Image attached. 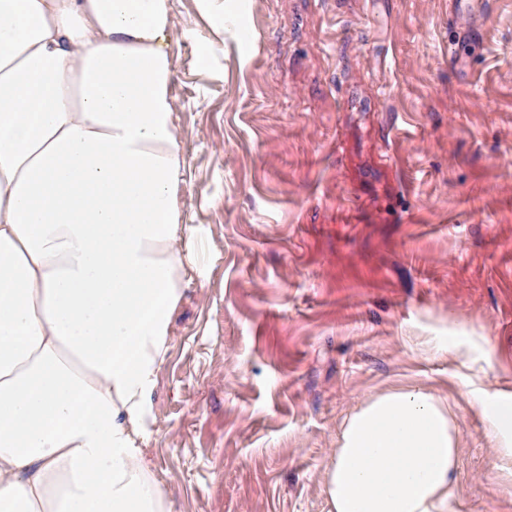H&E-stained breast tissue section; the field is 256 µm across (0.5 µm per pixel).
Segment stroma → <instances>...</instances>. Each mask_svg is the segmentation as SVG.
Wrapping results in <instances>:
<instances>
[{
	"label": "stroma",
	"instance_id": "35a3bbf8",
	"mask_svg": "<svg viewBox=\"0 0 512 512\" xmlns=\"http://www.w3.org/2000/svg\"><path fill=\"white\" fill-rule=\"evenodd\" d=\"M477 3L245 0V37L207 51L173 0L202 232L149 401L169 512H324L340 421L397 382L454 401L470 512H512L468 401L512 391V0Z\"/></svg>",
	"mask_w": 512,
	"mask_h": 512
}]
</instances>
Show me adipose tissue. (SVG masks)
Masks as SVG:
<instances>
[{
    "instance_id": "obj_1",
    "label": "adipose tissue",
    "mask_w": 512,
    "mask_h": 512,
    "mask_svg": "<svg viewBox=\"0 0 512 512\" xmlns=\"http://www.w3.org/2000/svg\"><path fill=\"white\" fill-rule=\"evenodd\" d=\"M206 47L241 0H198ZM171 0H0V512H168L149 397L193 266ZM512 475V392L476 399ZM461 430L421 385L360 399L326 512H469Z\"/></svg>"
}]
</instances>
